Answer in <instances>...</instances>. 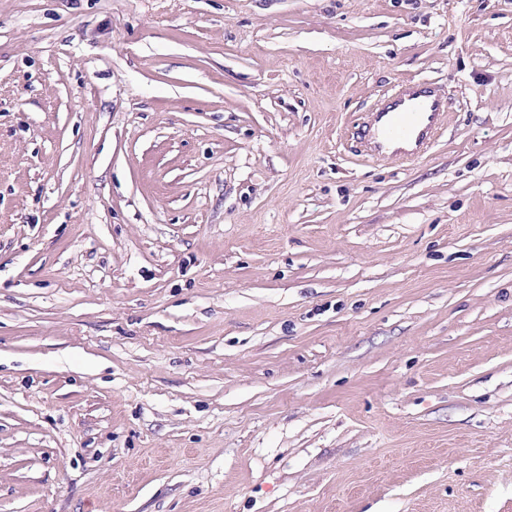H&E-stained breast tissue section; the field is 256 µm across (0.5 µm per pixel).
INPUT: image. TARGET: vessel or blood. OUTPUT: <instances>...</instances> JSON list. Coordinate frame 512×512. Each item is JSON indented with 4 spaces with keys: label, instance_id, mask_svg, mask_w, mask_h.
<instances>
[{
    "label": "vessel or blood",
    "instance_id": "1",
    "mask_svg": "<svg viewBox=\"0 0 512 512\" xmlns=\"http://www.w3.org/2000/svg\"><path fill=\"white\" fill-rule=\"evenodd\" d=\"M448 118V107L430 82L410 81L387 96L364 128L371 158L398 155L410 160L424 152Z\"/></svg>",
    "mask_w": 512,
    "mask_h": 512
}]
</instances>
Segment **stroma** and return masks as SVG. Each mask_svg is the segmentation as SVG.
<instances>
[{"mask_svg":"<svg viewBox=\"0 0 512 512\" xmlns=\"http://www.w3.org/2000/svg\"><path fill=\"white\" fill-rule=\"evenodd\" d=\"M0 512H512V0H0ZM448 107L430 82L408 81L387 96L363 129L366 155H399L410 160L424 152L448 119Z\"/></svg>","mask_w":512,"mask_h":512,"instance_id":"35a3bbf8","label":"stroma"}]
</instances>
